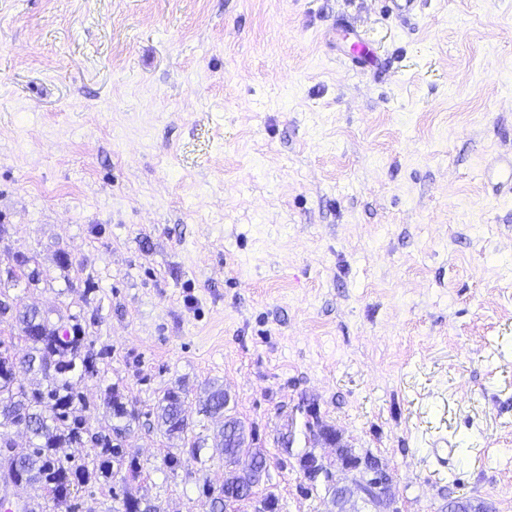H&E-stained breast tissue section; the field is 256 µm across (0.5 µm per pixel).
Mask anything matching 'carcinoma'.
I'll return each instance as SVG.
<instances>
[{"instance_id": "carcinoma-1", "label": "carcinoma", "mask_w": 512, "mask_h": 512, "mask_svg": "<svg viewBox=\"0 0 512 512\" xmlns=\"http://www.w3.org/2000/svg\"><path fill=\"white\" fill-rule=\"evenodd\" d=\"M7 323L17 331L27 344V352L19 359L0 341V429L24 425L29 444L16 450V461L27 475V484L45 492L44 500L54 508L67 506L75 512L69 501L85 489L92 480L105 482L114 476V467L126 468L128 477L141 476L142 466L137 459H127L125 441L136 420V413L122 401L118 387L112 385L105 392L103 406L116 423L93 434H88L85 412L97 408L86 396L77 391L71 376L93 378L99 374L97 357L84 344L79 324L72 329L49 323L40 309L34 306H18L10 297L0 293V323ZM32 373L42 377V382L26 386L20 373ZM183 391L178 387L167 389L156 407L158 424L169 440L182 444V452L189 458L198 459L203 439L188 437V422L184 410ZM228 399L224 390H212L202 404V412L213 417L224 415ZM224 455L238 463L235 448L236 431L243 428L242 421L224 423ZM92 444L93 468L86 463L71 460L67 450ZM258 468L237 473H226L218 487H204L211 497V512H226L227 505L248 501L253 487L266 468L265 454L254 452Z\"/></svg>"}]
</instances>
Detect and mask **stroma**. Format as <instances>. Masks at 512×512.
<instances>
[{
  "instance_id": "obj_1",
  "label": "stroma",
  "mask_w": 512,
  "mask_h": 512,
  "mask_svg": "<svg viewBox=\"0 0 512 512\" xmlns=\"http://www.w3.org/2000/svg\"><path fill=\"white\" fill-rule=\"evenodd\" d=\"M510 152L512 0H0V270L41 272L0 286L140 412L141 477L79 512H209L213 385L282 512L331 507L295 459L315 416L397 512H512V190L482 175ZM176 384L206 444L172 472Z\"/></svg>"
}]
</instances>
